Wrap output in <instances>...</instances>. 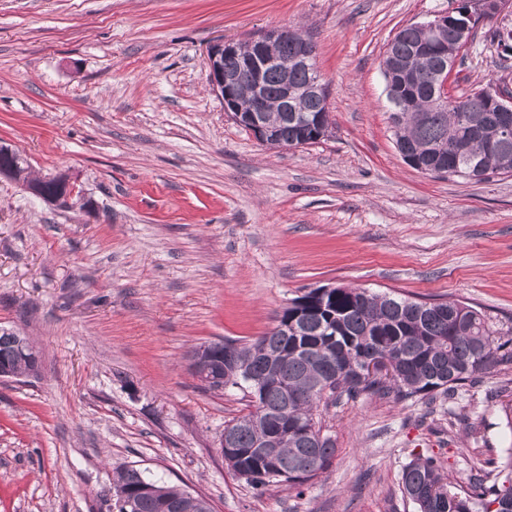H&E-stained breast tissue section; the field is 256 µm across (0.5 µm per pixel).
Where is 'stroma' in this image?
I'll return each mask as SVG.
<instances>
[{
	"mask_svg": "<svg viewBox=\"0 0 512 512\" xmlns=\"http://www.w3.org/2000/svg\"><path fill=\"white\" fill-rule=\"evenodd\" d=\"M457 0H0V142L37 177L71 174L60 208L0 177V328L27 336L35 375L0 381V512H107L98 493L134 466L213 512H417L419 454L466 484L512 446L489 389L447 401L363 397L323 413L331 467L296 495L259 491L220 452L247 413L204 389L200 345L249 342L291 300L344 286L459 300L512 326V176L426 175L395 147L381 61L402 27ZM313 37L325 137L274 148L209 87L206 50L276 26ZM480 22L451 97L512 91V56Z\"/></svg>",
	"mask_w": 512,
	"mask_h": 512,
	"instance_id": "35a3bbf8",
	"label": "stroma"
}]
</instances>
